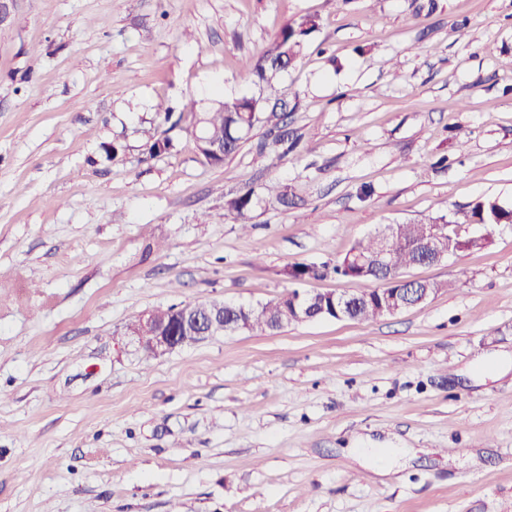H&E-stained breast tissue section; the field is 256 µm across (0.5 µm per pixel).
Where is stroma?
I'll return each mask as SVG.
<instances>
[{
    "mask_svg": "<svg viewBox=\"0 0 512 512\" xmlns=\"http://www.w3.org/2000/svg\"><path fill=\"white\" fill-rule=\"evenodd\" d=\"M0 7V512H512V226L410 269L447 290L372 321L156 357L124 334L274 300L287 266L383 224L512 208V0ZM305 14L312 51L241 82ZM270 94L285 133L258 124L221 165L156 118ZM247 185L244 231L224 197ZM353 448L409 455L383 482Z\"/></svg>",
    "mask_w": 512,
    "mask_h": 512,
    "instance_id": "obj_1",
    "label": "stroma"
}]
</instances>
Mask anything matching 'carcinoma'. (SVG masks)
I'll list each match as a JSON object with an SVG mask.
<instances>
[{
    "label": "carcinoma",
    "instance_id": "cac0c4a2",
    "mask_svg": "<svg viewBox=\"0 0 512 512\" xmlns=\"http://www.w3.org/2000/svg\"><path fill=\"white\" fill-rule=\"evenodd\" d=\"M317 26L316 17L311 15L289 21L258 58L245 63L241 72L242 79L249 83L267 81L276 74L288 70L291 63L307 52L310 36ZM189 106L188 116L193 124L196 148L213 165H221L226 158L238 153L256 124L264 122L278 125L286 108L284 103L278 107H265L261 104V99L253 96L219 100L209 111L201 114L194 112L195 103L191 102ZM253 195L254 190L246 188L225 201L226 210L243 230L251 227ZM460 222L478 225L485 230V234L470 239L468 243V248L478 250L489 242L497 227L512 224V210L503 208L494 197L483 196L471 205L461 221L441 215L427 223L401 224L395 241V265L404 270L421 262L418 248L428 236L431 225ZM376 247L377 235L369 234L356 241L351 251L369 256L375 252ZM295 296L296 290L292 289L273 301L247 306L250 310L251 329L269 332L271 322L280 315L290 323L296 322V314L292 308ZM350 316L353 320L377 319L378 306L375 303L357 302L350 311Z\"/></svg>",
    "mask_w": 512,
    "mask_h": 512
}]
</instances>
